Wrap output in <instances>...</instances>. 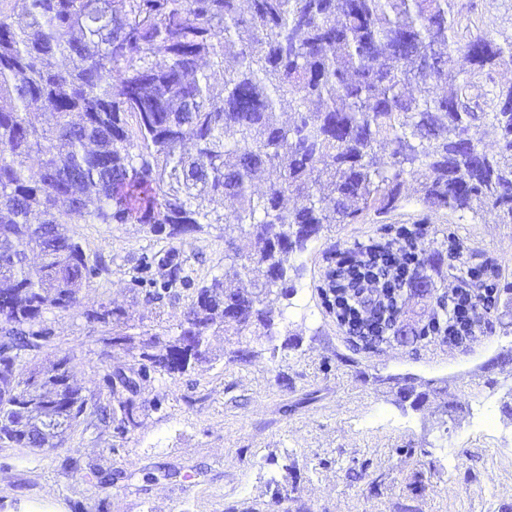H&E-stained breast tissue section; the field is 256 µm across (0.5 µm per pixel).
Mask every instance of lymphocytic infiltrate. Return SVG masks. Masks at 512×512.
I'll return each instance as SVG.
<instances>
[{
	"instance_id": "obj_1",
	"label": "lymphocytic infiltrate",
	"mask_w": 512,
	"mask_h": 512,
	"mask_svg": "<svg viewBox=\"0 0 512 512\" xmlns=\"http://www.w3.org/2000/svg\"><path fill=\"white\" fill-rule=\"evenodd\" d=\"M426 236V225L402 226L390 239L360 242L337 252L336 270L341 277L329 290L328 305L349 336L380 342L394 334L404 294L421 269ZM448 255L456 261L455 284L436 297L420 334L450 336L459 345L474 343L488 327L497 288L486 282L485 269L462 264L456 241H449Z\"/></svg>"
}]
</instances>
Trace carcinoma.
<instances>
[{
    "label": "carcinoma",
    "mask_w": 512,
    "mask_h": 512,
    "mask_svg": "<svg viewBox=\"0 0 512 512\" xmlns=\"http://www.w3.org/2000/svg\"><path fill=\"white\" fill-rule=\"evenodd\" d=\"M459 13L456 0H124L119 13L112 0H27L21 13L0 0V441L54 448L39 416L71 419L88 403L67 355L14 371L50 342L45 315L79 307L104 270L69 224L135 221L171 237L224 225V273L174 333L135 335L123 311L91 313L124 328L111 341L139 345L98 409L120 435L140 426L139 381L210 361L218 323L274 341L295 256L330 224L395 210L406 179L430 212L512 224V84L482 82L512 64V38L464 36ZM264 170L276 179L259 192ZM442 261L426 253L416 293L435 287ZM244 279L252 290L234 287ZM30 380L28 399L8 390ZM374 381L413 409L438 384Z\"/></svg>",
    "instance_id": "carcinoma-1"
}]
</instances>
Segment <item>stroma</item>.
<instances>
[{
    "instance_id": "stroma-1",
    "label": "stroma",
    "mask_w": 512,
    "mask_h": 512,
    "mask_svg": "<svg viewBox=\"0 0 512 512\" xmlns=\"http://www.w3.org/2000/svg\"><path fill=\"white\" fill-rule=\"evenodd\" d=\"M458 3L472 33L512 34V0ZM415 189L407 183L405 201L384 218L325 229L296 257L300 276L285 321L295 347L221 332L210 362L141 382L145 411L134 432L119 435L90 410L59 447L0 443V512H512V418L500 411L512 393V226L490 214L475 221L426 211ZM404 224L427 225V245L442 253L458 237L466 263L495 261L498 301L479 342L436 338L372 350L337 325L322 295L337 252ZM69 233L104 271L83 287L80 308L48 313L51 343L28 352L18 370L70 356L75 386L104 403L105 374L128 370L138 351L108 346L111 325L88 322L87 312L109 303L140 329L165 334L223 272L224 227L206 224L178 240L136 222L73 224ZM171 250L188 282L148 300ZM239 349L256 356L231 360ZM377 372L446 380L454 421L438 424L434 400L399 407L395 393L373 384ZM70 458L78 468L67 467ZM93 466L122 477L98 484Z\"/></svg>"
}]
</instances>
